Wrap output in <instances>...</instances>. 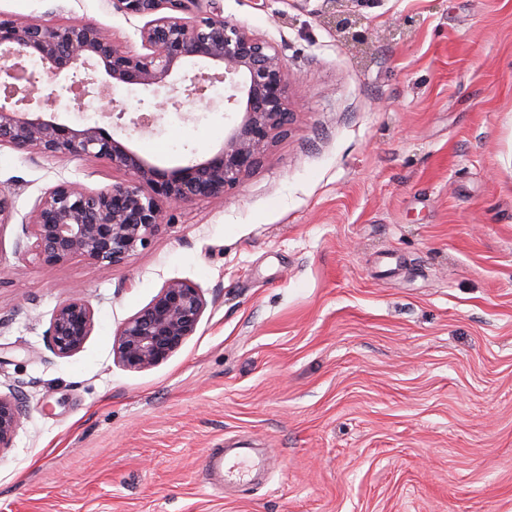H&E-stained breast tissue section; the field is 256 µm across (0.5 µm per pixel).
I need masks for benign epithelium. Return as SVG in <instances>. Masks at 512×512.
<instances>
[{
    "label": "benign epithelium",
    "instance_id": "1",
    "mask_svg": "<svg viewBox=\"0 0 512 512\" xmlns=\"http://www.w3.org/2000/svg\"><path fill=\"white\" fill-rule=\"evenodd\" d=\"M209 3L203 12L199 4ZM126 18L144 20L142 53L117 45L110 30L92 21H39L0 15V147L29 157H94L128 173L129 179L90 191L62 180L39 198L25 218L30 249L38 261L57 266L72 260L112 266L145 247L162 223V205L222 198L257 168L274 137L285 131L291 110L289 85L276 47L224 18L220 0H112ZM56 80L73 109L107 101L111 118L118 91L150 93L147 107L125 125L75 128L51 112L44 78ZM224 85V112L241 120L224 132V146L206 159L190 158L162 168L129 146L131 132L154 126L159 113L178 111L184 100L211 99ZM14 201L0 191V226L12 223ZM204 298L187 280L165 283L151 303L119 329L116 354L129 369L166 361L195 334ZM94 325L87 300L60 304L48 329L59 357L80 351ZM19 399L0 394V451L13 447L21 424Z\"/></svg>",
    "mask_w": 512,
    "mask_h": 512
}]
</instances>
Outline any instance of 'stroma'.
Instances as JSON below:
<instances>
[{"label":"stroma","mask_w":512,"mask_h":512,"mask_svg":"<svg viewBox=\"0 0 512 512\" xmlns=\"http://www.w3.org/2000/svg\"><path fill=\"white\" fill-rule=\"evenodd\" d=\"M279 50L297 109L221 198L164 205L124 263H39L23 223L95 158L0 147V393L23 404L0 512H512V0H220ZM93 21L140 51L110 0H0ZM224 144V113L165 114L131 147L162 167ZM170 280L196 333L126 368L121 325ZM83 294L81 351L47 345ZM259 467L206 483L210 448ZM94 325V311L87 300L75 296L60 304L48 329L49 348L60 357L80 351Z\"/></svg>","instance_id":"obj_1"}]
</instances>
